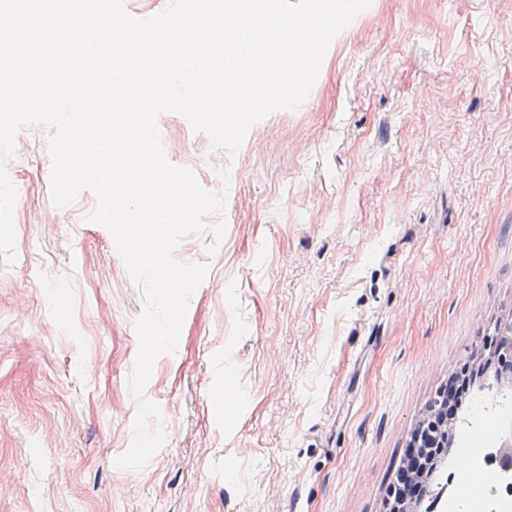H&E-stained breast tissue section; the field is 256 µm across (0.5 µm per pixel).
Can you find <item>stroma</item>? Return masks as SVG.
Returning <instances> with one entry per match:
<instances>
[{
  "label": "stroma",
  "mask_w": 512,
  "mask_h": 512,
  "mask_svg": "<svg viewBox=\"0 0 512 512\" xmlns=\"http://www.w3.org/2000/svg\"><path fill=\"white\" fill-rule=\"evenodd\" d=\"M158 127L230 185L216 253L175 250L208 272L145 388L167 440L139 472L114 462L140 291L92 192L53 205L51 128L0 159V512H385L429 399L512 324V0H371L236 155Z\"/></svg>",
  "instance_id": "stroma-1"
}]
</instances>
